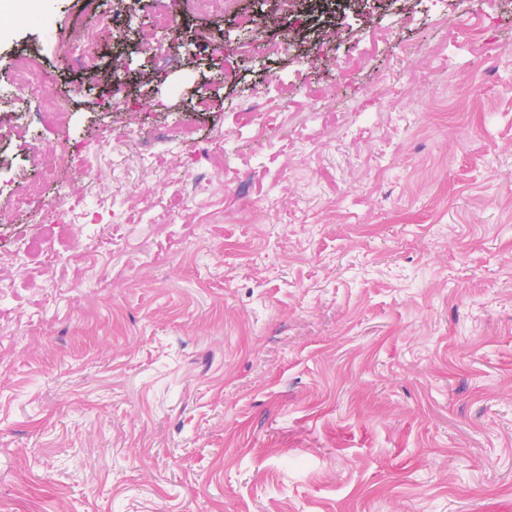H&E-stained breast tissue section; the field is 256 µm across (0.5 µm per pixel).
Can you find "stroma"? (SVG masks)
Segmentation results:
<instances>
[{
    "instance_id": "stroma-1",
    "label": "stroma",
    "mask_w": 512,
    "mask_h": 512,
    "mask_svg": "<svg viewBox=\"0 0 512 512\" xmlns=\"http://www.w3.org/2000/svg\"><path fill=\"white\" fill-rule=\"evenodd\" d=\"M0 12V512H512V0ZM62 48L76 61V65L86 71H95L100 63V42L95 29H87L78 42H71L70 38H63ZM467 35L470 53L475 62L486 64L498 56L499 48L485 38L478 28H470Z\"/></svg>"
}]
</instances>
